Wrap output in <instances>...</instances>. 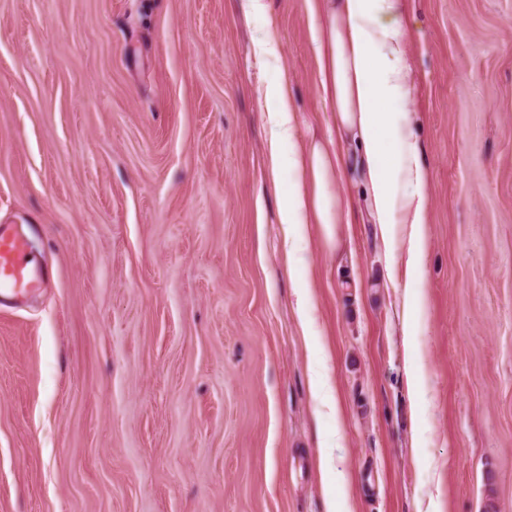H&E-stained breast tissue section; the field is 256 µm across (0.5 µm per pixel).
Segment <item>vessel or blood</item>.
<instances>
[{
  "instance_id": "vessel-or-blood-1",
  "label": "vessel or blood",
  "mask_w": 512,
  "mask_h": 512,
  "mask_svg": "<svg viewBox=\"0 0 512 512\" xmlns=\"http://www.w3.org/2000/svg\"><path fill=\"white\" fill-rule=\"evenodd\" d=\"M44 282L23 226L0 224V297L22 304Z\"/></svg>"
}]
</instances>
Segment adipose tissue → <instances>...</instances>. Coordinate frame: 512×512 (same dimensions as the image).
<instances>
[{
	"label": "adipose tissue",
	"instance_id": "ef3b65f1",
	"mask_svg": "<svg viewBox=\"0 0 512 512\" xmlns=\"http://www.w3.org/2000/svg\"><path fill=\"white\" fill-rule=\"evenodd\" d=\"M404 9L405 0H318L313 37L322 95L332 106L338 136L358 149L374 221L385 234L391 225H406L407 264L417 274L425 260L428 174L413 137L415 115L401 108L413 91ZM269 123L272 170L291 176L281 223L330 229L341 209L329 191L340 168L337 155L323 143L297 141L287 99H280Z\"/></svg>",
	"mask_w": 512,
	"mask_h": 512
}]
</instances>
